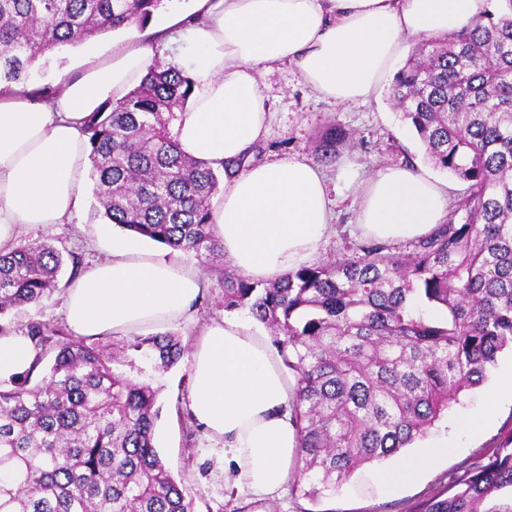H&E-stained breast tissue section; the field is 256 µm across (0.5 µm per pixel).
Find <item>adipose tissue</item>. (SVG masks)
I'll use <instances>...</instances> for the list:
<instances>
[{"label": "adipose tissue", "instance_id": "adipose-tissue-1", "mask_svg": "<svg viewBox=\"0 0 512 512\" xmlns=\"http://www.w3.org/2000/svg\"><path fill=\"white\" fill-rule=\"evenodd\" d=\"M484 0H191L163 24L164 49L187 43L193 93L178 113L180 149L219 166L248 152L273 120L262 71L294 64L302 79L339 103L367 100L395 71L408 39L445 37L483 12ZM152 47L113 43L44 101L30 87L0 82V250L22 226L72 223L87 198L85 118L124 99L146 74ZM359 237L385 244L429 234L448 216V187L407 168H385L356 186ZM324 172L284 157L224 180L213 207L224 257L262 281L311 261L332 226ZM204 284L200 267L113 238L66 292L74 335L127 336L185 320ZM28 337L0 336V379L27 370ZM294 380L267 336L225 318L194 342L189 411L224 445V472L253 500L277 496L298 448L292 421Z\"/></svg>", "mask_w": 512, "mask_h": 512}]
</instances>
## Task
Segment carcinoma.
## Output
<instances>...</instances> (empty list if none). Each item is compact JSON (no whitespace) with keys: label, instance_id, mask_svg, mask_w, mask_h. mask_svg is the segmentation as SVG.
Returning a JSON list of instances; mask_svg holds the SVG:
<instances>
[{"label":"carcinoma","instance_id":"carcinoma-1","mask_svg":"<svg viewBox=\"0 0 512 512\" xmlns=\"http://www.w3.org/2000/svg\"><path fill=\"white\" fill-rule=\"evenodd\" d=\"M161 2L0 0V80L24 83L60 45L144 25ZM496 2L421 43L390 86L426 159L468 183L448 223L403 251L370 240L267 282L224 264L212 199L246 158L220 170L179 151L169 125L194 82L175 64H153L84 120L104 216L194 255L220 278L224 309L270 331L295 380V482L311 500L424 437L512 349V0ZM349 145L331 126L314 151L334 162ZM68 263L73 278L80 258L47 243L0 253V318L52 296ZM27 336L35 363L0 380V512H193L156 450L160 388L143 378L181 360L179 336L133 334L107 348L39 321ZM454 488L416 512H512V436Z\"/></svg>","mask_w":512,"mask_h":512}]
</instances>
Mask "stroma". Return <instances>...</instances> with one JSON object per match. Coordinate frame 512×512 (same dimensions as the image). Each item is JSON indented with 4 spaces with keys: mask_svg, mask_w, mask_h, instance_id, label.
<instances>
[{
    "mask_svg": "<svg viewBox=\"0 0 512 512\" xmlns=\"http://www.w3.org/2000/svg\"><path fill=\"white\" fill-rule=\"evenodd\" d=\"M189 8L190 0H162L152 19L144 25L99 35L74 46H66L40 58L33 73L43 87L55 84L56 72H77L93 55L108 53L113 42L131 40L150 43L161 20L173 6ZM260 88L274 119L249 157L252 164H262L282 157L296 156L313 160L312 144L329 126H337L353 136V149L343 150L336 164L326 166L329 200L334 212V226L327 234L317 256L318 262L348 253L358 236L350 229L357 217L354 189L356 184L384 168H409L448 185V201L456 203L466 190V182L448 172L434 168L424 158L415 132L402 120L389 99V81H382L367 101L339 104L315 91L301 78L292 64H280L264 71ZM118 229L105 219L96 199L70 224L24 226L22 239L44 241L78 254L82 262L103 256V245ZM64 294L54 293L39 306L21 309L5 322L10 333L25 335L33 321L65 326ZM224 290L216 275L206 274L205 288L186 321L171 325L185 347H192L204 329L224 318ZM189 363L181 361L170 371L153 377L160 386L159 416L156 422V445L160 457L181 482L186 498L192 499L194 512H229L230 498L246 500L244 491H233L224 479V446L210 440L195 426L188 413ZM483 389L468 392L460 403L451 404L432 429L434 439H447L448 450L432 458L412 480L381 485L377 471L393 466V459L368 463L335 489L324 492L317 500L303 494L282 492L273 498L275 512H413L424 500L448 496L455 480L476 464L487 459L512 434V396L503 397L486 427L478 434L463 430L459 421L469 412L481 409Z\"/></svg>",
    "mask_w": 512,
    "mask_h": 512,
    "instance_id": "1",
    "label": "stroma"
}]
</instances>
